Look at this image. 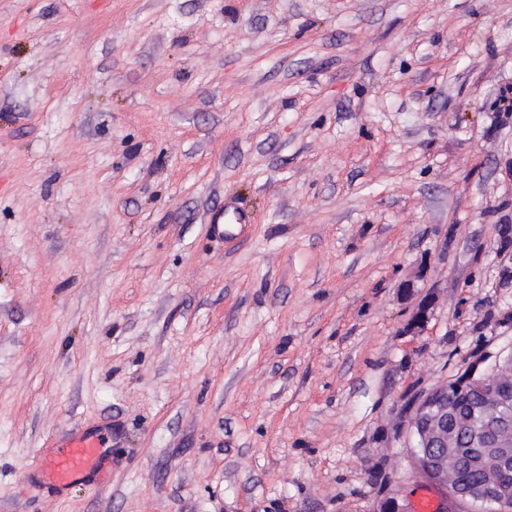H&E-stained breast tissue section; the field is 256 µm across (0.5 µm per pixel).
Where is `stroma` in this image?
Instances as JSON below:
<instances>
[{
  "label": "stroma",
  "instance_id": "obj_1",
  "mask_svg": "<svg viewBox=\"0 0 512 512\" xmlns=\"http://www.w3.org/2000/svg\"><path fill=\"white\" fill-rule=\"evenodd\" d=\"M510 90L512 0H0V512H413L396 419L512 354ZM104 447L105 439L97 432L71 436L41 460L34 473L56 495L77 482L96 487Z\"/></svg>",
  "mask_w": 512,
  "mask_h": 512
}]
</instances>
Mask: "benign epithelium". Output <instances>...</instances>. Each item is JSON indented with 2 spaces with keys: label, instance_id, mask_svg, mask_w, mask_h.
<instances>
[{
  "label": "benign epithelium",
  "instance_id": "benign-epithelium-1",
  "mask_svg": "<svg viewBox=\"0 0 512 512\" xmlns=\"http://www.w3.org/2000/svg\"><path fill=\"white\" fill-rule=\"evenodd\" d=\"M434 294L424 296L406 325L414 333L428 322ZM475 396L492 407L480 426L463 432L448 424V405ZM512 355L492 364L477 359L453 380L426 391L402 422L406 451L419 476L443 492V512H471L479 503L493 512H512V485L501 481L500 470L512 466ZM485 449L482 476L467 486L459 478L461 443Z\"/></svg>",
  "mask_w": 512,
  "mask_h": 512
}]
</instances>
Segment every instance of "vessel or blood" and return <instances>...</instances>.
Listing matches in <instances>:
<instances>
[{
    "label": "vessel or blood",
    "instance_id": "obj_1",
    "mask_svg": "<svg viewBox=\"0 0 512 512\" xmlns=\"http://www.w3.org/2000/svg\"><path fill=\"white\" fill-rule=\"evenodd\" d=\"M104 446V437L96 432L71 436L41 460L35 472L58 495L78 482L95 485Z\"/></svg>",
    "mask_w": 512,
    "mask_h": 512
}]
</instances>
